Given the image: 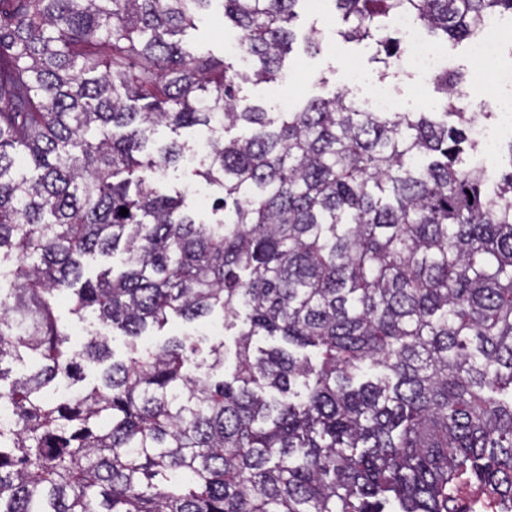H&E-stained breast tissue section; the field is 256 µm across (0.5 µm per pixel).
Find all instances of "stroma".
I'll return each mask as SVG.
<instances>
[{
	"label": "stroma",
	"mask_w": 512,
	"mask_h": 512,
	"mask_svg": "<svg viewBox=\"0 0 512 512\" xmlns=\"http://www.w3.org/2000/svg\"><path fill=\"white\" fill-rule=\"evenodd\" d=\"M297 13L295 28L299 41L286 56L277 79L243 84L240 96L244 103H258L269 112L277 113L284 106L293 107L307 99L327 98L338 92L360 100L379 86L389 88L408 112H418L426 104L436 105L442 101L443 96L431 77L411 74L395 66L387 68L375 62L377 47L372 41H347L338 37L337 32L342 29L343 23L331 0H323L317 9L312 7L310 0H300ZM313 29L328 35L322 50L317 53L306 51L302 43L303 37ZM233 36V30L224 25L221 8L216 7L198 22L196 28L182 33L180 39L196 51L222 56L228 54V41ZM442 50L448 57L449 71L463 74L464 86L469 92L467 100L473 111L483 113V125L488 126L494 134L495 149L480 152L479 157L488 170H498L507 161L512 128L501 124L496 110L497 99L486 97L483 93L481 64L473 58L470 42L451 41L444 44ZM354 72L360 76L355 84L350 81V75ZM162 181L169 192L194 188L192 205L197 222L209 224L215 221L212 203L220 191L193 177L189 163L182 162L169 168ZM185 335L191 336L199 344L198 353L191 358L192 370L207 372L210 345L226 335L223 313L217 311L192 322L173 319L164 332L149 336L147 342L156 346L166 338Z\"/></svg>",
	"instance_id": "stroma-1"
}]
</instances>
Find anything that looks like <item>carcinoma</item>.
I'll return each mask as SVG.
<instances>
[{"label":"carcinoma","mask_w":512,"mask_h":512,"mask_svg":"<svg viewBox=\"0 0 512 512\" xmlns=\"http://www.w3.org/2000/svg\"><path fill=\"white\" fill-rule=\"evenodd\" d=\"M212 2L0 0V512H450L467 478L512 502V170L468 163L462 76H435L459 129L344 93L275 119L238 93L276 79L301 0H221L248 72L171 40ZM332 2L386 65L397 10L438 42L512 16ZM212 123L241 133L193 171L221 191L200 224L157 180L188 145L149 142ZM95 254L120 267L84 277ZM62 297L102 324L79 347ZM216 309L241 321L233 363L210 348L219 379L188 369L187 336L137 343ZM256 336L285 346L253 357ZM8 358L30 368L6 385Z\"/></svg>","instance_id":"cac0c4a2"}]
</instances>
